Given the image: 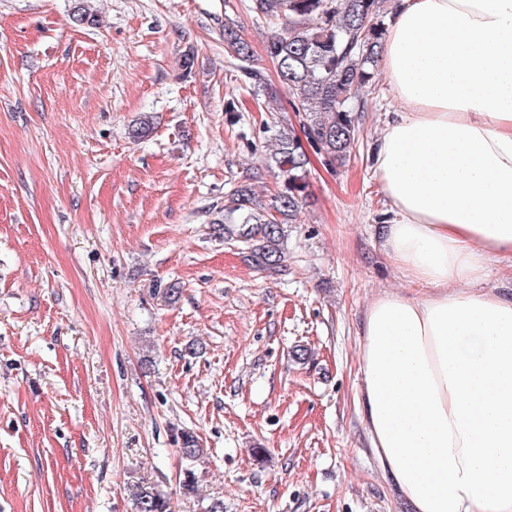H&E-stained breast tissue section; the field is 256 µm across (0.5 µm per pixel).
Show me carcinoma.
I'll list each match as a JSON object with an SVG mask.
<instances>
[{"instance_id":"cac0c4a2","label":"carcinoma","mask_w":512,"mask_h":512,"mask_svg":"<svg viewBox=\"0 0 512 512\" xmlns=\"http://www.w3.org/2000/svg\"><path fill=\"white\" fill-rule=\"evenodd\" d=\"M249 9L274 28L266 54L278 63L280 83L307 130L308 144L331 166L343 164L359 132L353 99L372 81L382 50L384 0H250ZM224 45L242 85L256 97L275 95L229 17ZM269 159L280 171L271 202L261 203L248 185L233 186L224 193L222 218L213 231L246 244L248 260L276 274L284 259L286 225L295 221L308 197L309 158L294 127L275 131ZM180 439L185 461L180 485L193 496L198 491L194 463L204 449L190 431L181 432ZM136 512L173 510L168 498L145 488L136 499Z\"/></svg>"}]
</instances>
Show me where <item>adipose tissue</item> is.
<instances>
[{
    "mask_svg": "<svg viewBox=\"0 0 512 512\" xmlns=\"http://www.w3.org/2000/svg\"><path fill=\"white\" fill-rule=\"evenodd\" d=\"M382 67L402 104L375 152L384 246L418 294L365 311L359 406L413 512H512V0H401ZM485 290H512V268L506 260L492 259L488 262L484 278L474 286Z\"/></svg>",
    "mask_w": 512,
    "mask_h": 512,
    "instance_id": "obj_1",
    "label": "adipose tissue"
}]
</instances>
